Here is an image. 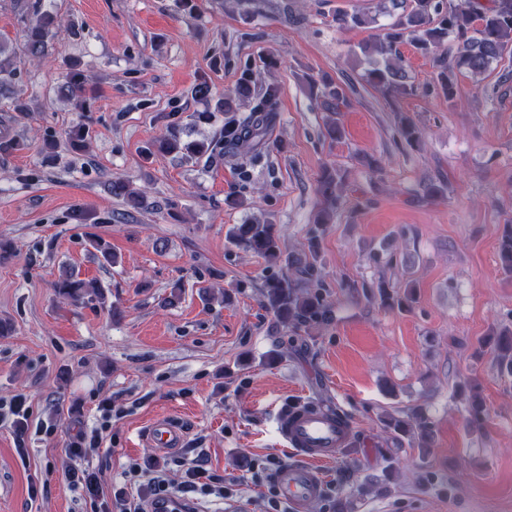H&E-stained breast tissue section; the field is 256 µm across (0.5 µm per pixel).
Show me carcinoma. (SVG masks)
Instances as JSON below:
<instances>
[{"label": "carcinoma", "mask_w": 512, "mask_h": 512, "mask_svg": "<svg viewBox=\"0 0 512 512\" xmlns=\"http://www.w3.org/2000/svg\"><path fill=\"white\" fill-rule=\"evenodd\" d=\"M375 9L377 13L389 16L398 9L402 10L397 21L360 46L365 82L386 99L393 100L415 92L412 77L401 57L400 46L404 43H411L422 53L434 54L439 90L450 101L454 98L458 71L465 69L475 76L482 75L495 61L512 51V0H377ZM27 13L31 17L23 19V55L32 62H40L58 33L63 30L71 33L73 28L65 25L54 11L45 8L43 0L28 3ZM375 23L374 16L336 15V25L341 27H369ZM20 64L21 57L17 52L7 51L6 46L0 43V95L13 96L10 102L13 111L28 112V101L15 95L14 91ZM63 78L62 91L68 94V100L84 108L87 75L81 61H69ZM250 83V78H242L232 93L217 101V111L224 113L221 139H193L184 134L180 123L169 122L146 148V157L165 153L196 163L215 154L221 145L226 154L259 160L268 149L267 135L278 90L269 87L263 95L254 98ZM311 86L323 98V104L329 111L339 112L348 106L343 86L326 78L311 80ZM250 97L253 98L251 112L241 118L237 115L236 101ZM394 132L400 141L411 147L421 139L416 123L401 113L395 114ZM65 136L75 153L90 148L92 131L87 125L73 126ZM342 186L343 176L338 170L326 167L321 171L316 184L320 217L307 245L299 251L285 252L276 225L268 220L237 224L229 232V240L234 246L263 257L271 265H283L288 269L284 275L267 278L262 288L264 306L279 327L312 329L327 326L333 320L332 307L319 291L321 279L316 258L318 237L341 205ZM110 191L114 196L130 198L143 210L156 207L146 192L133 191L126 179L111 180ZM447 193L448 184L431 180L423 185L420 200H438ZM91 242L103 263H116V255L107 241L94 236ZM497 253L502 269L511 273L512 224L505 225L498 237ZM376 288L385 307L403 309L415 302L414 294L401 296L383 281L378 282ZM54 289L59 297L73 303L93 296L104 299L96 282L81 279L73 270L65 271L55 282ZM500 335L494 357L502 369L512 371V328L501 331ZM384 426L392 437L406 439L416 448H428L433 441L432 430L419 407L410 408L400 416H388Z\"/></svg>", "instance_id": "cac0c4a2"}]
</instances>
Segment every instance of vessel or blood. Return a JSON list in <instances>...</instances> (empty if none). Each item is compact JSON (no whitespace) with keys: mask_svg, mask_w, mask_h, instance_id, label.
I'll return each instance as SVG.
<instances>
[{"mask_svg":"<svg viewBox=\"0 0 512 512\" xmlns=\"http://www.w3.org/2000/svg\"><path fill=\"white\" fill-rule=\"evenodd\" d=\"M281 441L292 455L274 475L280 498L292 512H306L323 487L321 463L333 460L351 439L352 431L330 415L310 407L281 414L277 420ZM145 439L152 447H182L183 435L176 425L160 420L148 429Z\"/></svg>","mask_w":512,"mask_h":512,"instance_id":"b4317fda","label":"vessel or blood"}]
</instances>
